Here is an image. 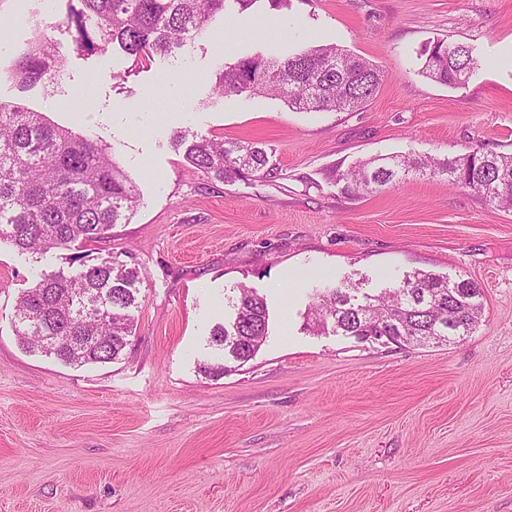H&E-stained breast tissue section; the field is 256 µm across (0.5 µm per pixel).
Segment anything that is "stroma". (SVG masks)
I'll use <instances>...</instances> for the list:
<instances>
[{"label":"stroma","mask_w":512,"mask_h":512,"mask_svg":"<svg viewBox=\"0 0 512 512\" xmlns=\"http://www.w3.org/2000/svg\"><path fill=\"white\" fill-rule=\"evenodd\" d=\"M67 7L0 0V102L102 140L134 179L131 221L90 248L139 271L136 330L106 364L25 352L16 302L66 254L0 243V512H512V210L442 176L358 197L335 180L378 156L512 152V0H256L139 67L77 51ZM41 35L62 75L20 87L14 60ZM437 38L475 48L464 87L421 76ZM320 44L380 68L363 108L212 91L221 63ZM175 77L187 95L169 92ZM179 132L257 144L275 176L208 178ZM415 269L479 285L473 333L400 348L308 327L315 289L373 293ZM242 285L265 297L269 336L249 362L204 374Z\"/></svg>","instance_id":"1"}]
</instances>
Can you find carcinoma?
Here are the masks:
<instances>
[{
  "instance_id": "1",
  "label": "carcinoma",
  "mask_w": 512,
  "mask_h": 512,
  "mask_svg": "<svg viewBox=\"0 0 512 512\" xmlns=\"http://www.w3.org/2000/svg\"><path fill=\"white\" fill-rule=\"evenodd\" d=\"M249 9L257 0H67L66 24L77 49L118 50L139 64L169 55L206 30L227 2ZM422 76L448 87L468 83L478 60L471 46L437 40L425 45ZM54 41L38 37L16 60L20 86L48 88L62 71ZM383 81L379 68L334 45H318L285 58L261 55L222 64L213 92L219 96L263 94L284 99L302 111H347L364 105ZM187 161L222 182L274 177L265 150L254 145L224 146V140L184 135L174 138ZM447 177L451 187H467L485 203L512 208V154L483 147L453 158L429 154L362 160L338 175L344 192L357 196L412 177ZM138 202L132 178L110 147L89 135L47 121L21 104L0 103V243L21 253L95 242L116 224L129 221ZM80 268L41 271L18 298L14 331L30 352L76 366L119 358L128 344L137 307L139 273L116 257L77 256ZM231 301L235 317L211 330L210 343L243 364L255 357L268 336L265 299L242 286ZM480 289L470 280L417 269L400 284L357 301L341 288L314 296L308 320L317 330L359 341L398 346L443 344L473 332L481 316Z\"/></svg>"
}]
</instances>
